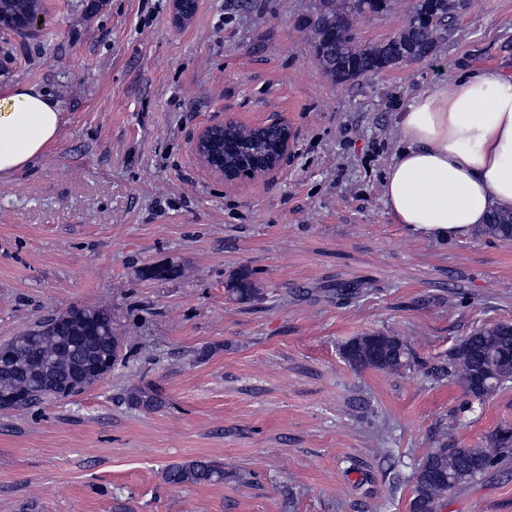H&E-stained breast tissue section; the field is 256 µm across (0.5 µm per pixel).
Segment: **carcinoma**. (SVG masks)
Instances as JSON below:
<instances>
[{
	"mask_svg": "<svg viewBox=\"0 0 512 512\" xmlns=\"http://www.w3.org/2000/svg\"><path fill=\"white\" fill-rule=\"evenodd\" d=\"M384 6L385 0H319L303 27L326 74L343 83L432 57L466 0H435L430 12L426 4L418 3L400 31L378 41L360 40L357 19L377 14ZM42 13L43 0H0V27L27 34L29 23ZM276 139L274 131L263 136L230 125L222 139L224 164L239 177L266 166L276 157ZM484 232L512 240V212L493 215ZM181 274L175 266L153 267L141 271L140 277L166 279ZM230 291L239 302L257 297L247 270L237 275ZM3 351L14 356L11 365H0V411L5 413L85 392L112 371L122 354V336L110 309L78 308L36 323L4 344ZM342 357L356 371L400 372L411 367L414 352L400 336L368 333L346 342ZM446 374L464 389L463 412L507 387L512 382V325H483L462 337L448 353ZM128 400L145 408L162 405L156 394L141 388L130 391ZM511 450L508 425L494 429L475 448L441 442L411 475L410 512H439L449 492L496 469ZM162 476L173 487L221 483L224 465L206 459L175 462L166 466Z\"/></svg>",
	"mask_w": 512,
	"mask_h": 512,
	"instance_id": "obj_1",
	"label": "carcinoma"
}]
</instances>
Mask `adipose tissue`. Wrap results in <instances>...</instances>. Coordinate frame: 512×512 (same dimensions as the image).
Wrapping results in <instances>:
<instances>
[{
	"label": "adipose tissue",
	"mask_w": 512,
	"mask_h": 512,
	"mask_svg": "<svg viewBox=\"0 0 512 512\" xmlns=\"http://www.w3.org/2000/svg\"><path fill=\"white\" fill-rule=\"evenodd\" d=\"M63 121L31 85L0 87V182L38 159ZM403 143L383 183L396 221L416 232L468 234L512 211V64L469 70L399 113Z\"/></svg>",
	"instance_id": "obj_1"
}]
</instances>
